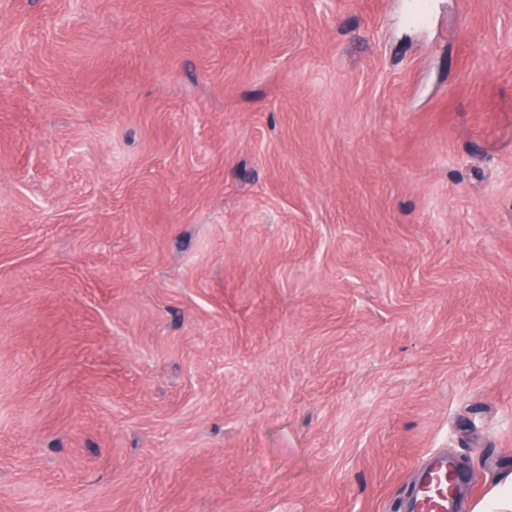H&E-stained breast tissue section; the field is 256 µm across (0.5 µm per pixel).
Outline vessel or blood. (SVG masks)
<instances>
[{
    "instance_id": "vessel-or-blood-1",
    "label": "vessel or blood",
    "mask_w": 512,
    "mask_h": 512,
    "mask_svg": "<svg viewBox=\"0 0 512 512\" xmlns=\"http://www.w3.org/2000/svg\"><path fill=\"white\" fill-rule=\"evenodd\" d=\"M466 477L449 453H432L421 462L404 504L405 512H454Z\"/></svg>"
}]
</instances>
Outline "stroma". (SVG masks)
Instances as JSON below:
<instances>
[{"mask_svg": "<svg viewBox=\"0 0 512 512\" xmlns=\"http://www.w3.org/2000/svg\"><path fill=\"white\" fill-rule=\"evenodd\" d=\"M0 0V512H397L512 473V0ZM466 479L452 454L427 455L408 492L404 512H453Z\"/></svg>", "mask_w": 512, "mask_h": 512, "instance_id": "obj_1", "label": "stroma"}]
</instances>
